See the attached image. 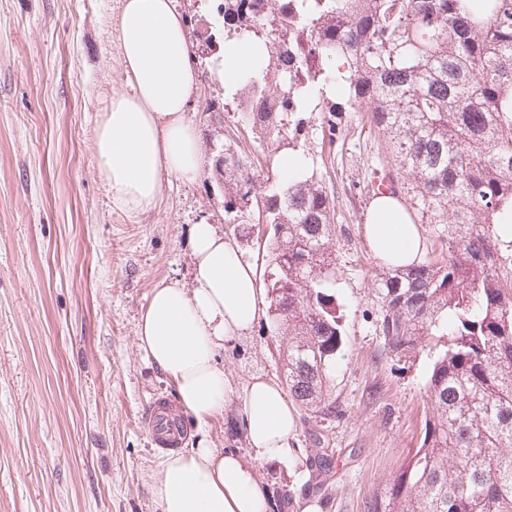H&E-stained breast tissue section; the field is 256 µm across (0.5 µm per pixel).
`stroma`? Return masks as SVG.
Instances as JSON below:
<instances>
[{"mask_svg": "<svg viewBox=\"0 0 512 512\" xmlns=\"http://www.w3.org/2000/svg\"><path fill=\"white\" fill-rule=\"evenodd\" d=\"M122 0H0V512H162L157 479L165 453L142 421L155 396L176 386L139 349L136 326L153 287L190 284L191 225L233 230L224 190L211 177L217 149L207 103L231 102L196 56L198 91L188 108L203 168L191 183L164 179L155 206L117 209L95 151L97 127L127 88L119 42ZM301 142L308 166L343 190L335 197L343 346L331 374L332 412L297 408L291 442L304 469L259 463L276 505L300 512H364L420 444L429 407L424 365L403 367L378 331L373 280L381 265L362 238L380 139L366 113L343 116L324 147L317 122ZM283 340L267 320L219 351L233 392L205 424L187 418L186 448L247 454L243 389L253 376L281 379ZM320 436L313 445L312 436ZM336 466L316 490L317 447Z\"/></svg>", "mask_w": 512, "mask_h": 512, "instance_id": "obj_1", "label": "stroma"}]
</instances>
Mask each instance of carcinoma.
Returning a JSON list of instances; mask_svg holds the SVG:
<instances>
[{
    "instance_id": "carcinoma-1",
    "label": "carcinoma",
    "mask_w": 512,
    "mask_h": 512,
    "mask_svg": "<svg viewBox=\"0 0 512 512\" xmlns=\"http://www.w3.org/2000/svg\"><path fill=\"white\" fill-rule=\"evenodd\" d=\"M216 0L194 14L199 46L246 39L259 68L235 87L224 133L227 223L241 238L268 224L271 331L286 341L292 398L328 411L331 360L343 345L336 300L335 184L285 180L307 115L328 144L343 112H366L383 137L374 177L416 224L448 225V256L375 276L387 354L425 357L430 409L422 442L367 512H512V241L496 215L512 202V0ZM340 61L336 68L332 60ZM334 87L337 102L326 94ZM271 149L258 176L236 131ZM334 457L316 449L315 478Z\"/></svg>"
}]
</instances>
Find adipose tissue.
Masks as SVG:
<instances>
[{"label":"adipose tissue","mask_w":512,"mask_h":512,"mask_svg":"<svg viewBox=\"0 0 512 512\" xmlns=\"http://www.w3.org/2000/svg\"><path fill=\"white\" fill-rule=\"evenodd\" d=\"M118 39L129 90L113 96L95 149L113 204L140 211L154 204L164 175L192 181L201 172L196 132L186 119L198 86L186 24L171 0H123ZM364 236L374 257L389 267L420 262L426 252L423 227L387 196L372 200ZM189 243L193 286L159 283L140 316L136 341L173 379L182 406L202 422L223 410L232 390L218 351L250 332L268 302L237 245L214 225H192ZM242 422L250 457L201 444L165 460L157 486L162 512H270L255 464L293 460L296 411L277 382L259 375L245 389Z\"/></svg>","instance_id":"1"}]
</instances>
